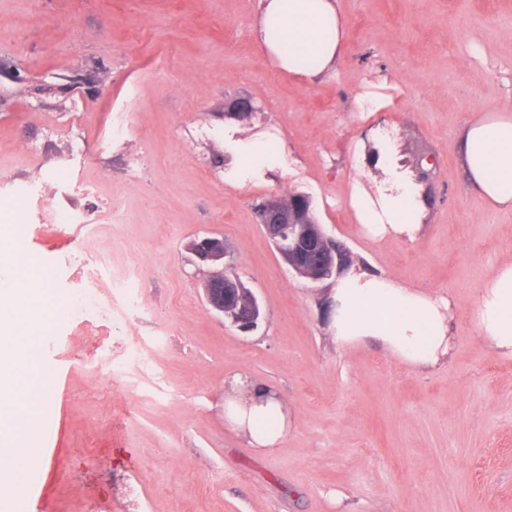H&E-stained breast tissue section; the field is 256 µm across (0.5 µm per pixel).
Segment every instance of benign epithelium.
<instances>
[{
    "mask_svg": "<svg viewBox=\"0 0 512 512\" xmlns=\"http://www.w3.org/2000/svg\"><path fill=\"white\" fill-rule=\"evenodd\" d=\"M254 211L263 233L294 273L315 284L344 270L342 252L311 217L308 195L293 193L285 204L261 202ZM190 250L208 269L203 293L210 310L244 333L257 329L264 318L262 304L238 276L228 272L224 244L213 236H198Z\"/></svg>",
    "mask_w": 512,
    "mask_h": 512,
    "instance_id": "7a95c632",
    "label": "benign epithelium"
}]
</instances>
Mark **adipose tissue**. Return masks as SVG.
<instances>
[{
    "mask_svg": "<svg viewBox=\"0 0 512 512\" xmlns=\"http://www.w3.org/2000/svg\"><path fill=\"white\" fill-rule=\"evenodd\" d=\"M262 43L276 64L313 78L343 53L335 0H260ZM467 179L474 191L499 208L512 209V112L468 122L459 134ZM380 166L386 182L376 194L354 188L350 205L367 236L416 240L425 202L420 184L400 170L393 149ZM17 225H0V492L10 493L14 457L23 455L40 418L44 374L35 358L43 314L55 300L35 281L34 269L16 246ZM329 328L337 345L380 342L402 363L430 367L451 352L452 302L404 287L392 278L347 267L330 293ZM474 320L483 339L512 358V262L484 279ZM224 421L253 448L270 451L289 428L288 408L273 388L236 376L224 386Z\"/></svg>",
    "mask_w": 512,
    "mask_h": 512,
    "instance_id": "obj_1",
    "label": "adipose tissue"
}]
</instances>
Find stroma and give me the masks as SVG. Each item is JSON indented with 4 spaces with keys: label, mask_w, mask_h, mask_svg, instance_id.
<instances>
[{
    "label": "stroma",
    "mask_w": 512,
    "mask_h": 512,
    "mask_svg": "<svg viewBox=\"0 0 512 512\" xmlns=\"http://www.w3.org/2000/svg\"><path fill=\"white\" fill-rule=\"evenodd\" d=\"M336 8L346 53L305 80L262 50L258 0H0V221L25 227L63 303L38 344L55 422L27 442L48 482L0 512H512V359L473 320L512 260V210L470 190L457 146L512 108V0ZM241 97L250 119L229 116ZM228 133L274 167L238 184ZM385 140L431 159L413 242L368 237L349 206L385 180L365 161ZM292 192L352 262L451 298L448 360L336 345L332 281L292 272L254 218ZM203 233L261 301L257 331L206 305L188 250ZM83 293L99 305L77 316ZM235 374L288 405L273 451L224 423Z\"/></svg>",
    "instance_id": "obj_1"
}]
</instances>
